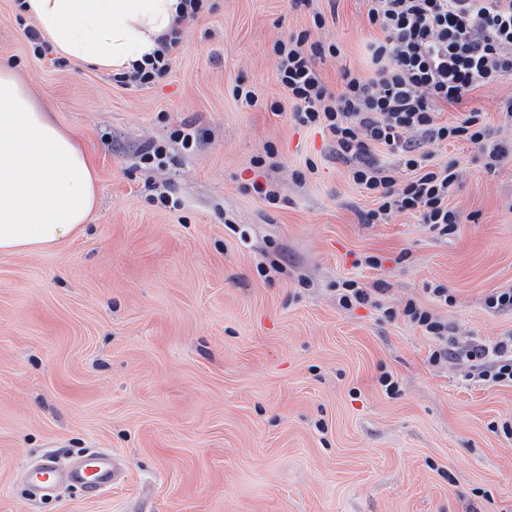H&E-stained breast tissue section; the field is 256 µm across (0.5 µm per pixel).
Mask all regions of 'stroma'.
<instances>
[{"label": "stroma", "mask_w": 512, "mask_h": 512, "mask_svg": "<svg viewBox=\"0 0 512 512\" xmlns=\"http://www.w3.org/2000/svg\"><path fill=\"white\" fill-rule=\"evenodd\" d=\"M366 9L207 0L167 77L134 88L37 59L35 19L0 0V66L76 134L99 186L68 244L0 254V512H512V387L430 364L431 340L382 315L412 299L459 339L512 335V312L484 304L512 288V156L490 173L468 144L437 152L461 162L452 234L408 213L362 223L371 201L296 125L277 76L274 41L317 12L329 21L314 39L343 51L323 66L329 88L341 67L370 74ZM240 78L262 107L234 97ZM185 123L201 134L190 152L170 139ZM149 142L166 144V166L141 164ZM255 177L276 202L248 190ZM275 255L281 271L262 270ZM364 255L381 265L358 266ZM350 278L380 286L376 306L339 307ZM439 283L451 306L434 300ZM97 449L121 459L116 485L28 494L42 457Z\"/></svg>", "instance_id": "35a3bbf8"}]
</instances>
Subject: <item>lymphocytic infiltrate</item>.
Returning <instances> with one entry per match:
<instances>
[{
  "label": "lymphocytic infiltrate",
  "instance_id": "f902f5d3",
  "mask_svg": "<svg viewBox=\"0 0 512 512\" xmlns=\"http://www.w3.org/2000/svg\"><path fill=\"white\" fill-rule=\"evenodd\" d=\"M367 2V22L378 32L367 43L371 77L341 68L342 88L332 92L321 66L340 59L342 50L302 30L272 45L280 84L295 122L320 129L336 157L350 163L354 184L373 203L363 223L384 224L395 214L411 213L432 232L448 235L461 221L450 203L461 169L454 158L434 162V150L468 143L490 172L512 155V139L501 138L483 112L440 119L443 107L512 79V0ZM181 34L172 29L143 65L115 74V81L142 87L164 79ZM383 315L407 320L433 341L430 363L455 359L472 380L512 386V336L460 343L447 321L412 299L403 308H385Z\"/></svg>",
  "mask_w": 512,
  "mask_h": 512
}]
</instances>
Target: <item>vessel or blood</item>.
Returning a JSON list of instances; mask_svg holds the SVG:
<instances>
[{
	"label": "vessel or blood",
	"mask_w": 512,
	"mask_h": 512,
	"mask_svg": "<svg viewBox=\"0 0 512 512\" xmlns=\"http://www.w3.org/2000/svg\"><path fill=\"white\" fill-rule=\"evenodd\" d=\"M118 472L114 456L99 450L83 456L77 466L66 472L57 467L54 459H47L31 474L29 485L33 491L46 493L64 483L77 484L85 492L95 493L115 482Z\"/></svg>",
	"instance_id": "vessel-or-blood-1"
}]
</instances>
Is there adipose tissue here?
Listing matches in <instances>:
<instances>
[{"label": "adipose tissue", "instance_id": "ef3b65f1", "mask_svg": "<svg viewBox=\"0 0 512 512\" xmlns=\"http://www.w3.org/2000/svg\"><path fill=\"white\" fill-rule=\"evenodd\" d=\"M181 0H25L65 56L122 73L169 35ZM96 170L72 132L0 67V254L55 248L83 230L98 201Z\"/></svg>", "mask_w": 512, "mask_h": 512}]
</instances>
